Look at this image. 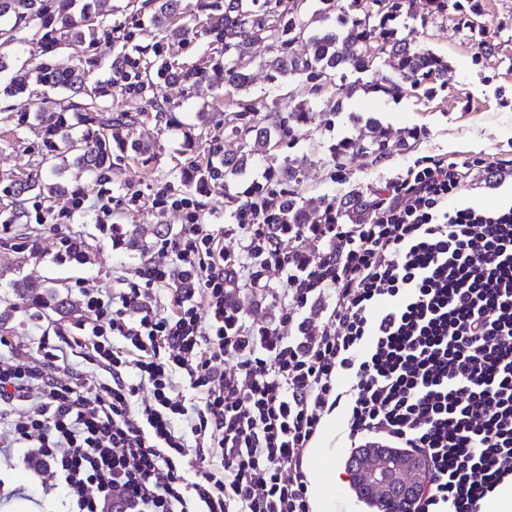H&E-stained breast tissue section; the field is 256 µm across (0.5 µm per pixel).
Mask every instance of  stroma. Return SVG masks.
Listing matches in <instances>:
<instances>
[{
  "label": "stroma",
  "mask_w": 512,
  "mask_h": 512,
  "mask_svg": "<svg viewBox=\"0 0 512 512\" xmlns=\"http://www.w3.org/2000/svg\"><path fill=\"white\" fill-rule=\"evenodd\" d=\"M352 0H334L325 8L322 0H301L299 12L307 26L289 50L297 57L312 50L311 36L323 29L343 31V19L352 17ZM105 25L91 54L107 58L120 46L156 49L158 61L194 63L218 51L202 31L201 19L186 15L181 24L160 31L150 22L148 0H101ZM398 38L412 47L428 49L448 63V82L432 93L412 87L393 67L380 41L370 43L372 62L368 68L347 66L336 70L323 88L310 92L302 76L292 74L271 80L265 62L274 55L270 42L253 45L245 59L249 83L232 93L208 84L188 86L160 82V95L175 107L176 122L157 120L144 101L133 100L120 88L106 99L112 111L137 108L139 122L121 129L125 141L143 140L151 145L144 155L127 148L115 149L111 180L112 218L97 222L84 213L61 220L59 212L66 199L50 202L33 196L24 203L25 225H10L0 234V312L9 311L0 322V336L7 337L16 350L31 346L30 325H55L69 335L81 337L78 328L85 313L81 291L85 288H113L131 276L145 261L141 251L129 248L128 232L133 226L146 231L149 245H156L157 231L174 235L180 228L178 214L152 205L156 186L193 196L202 204L201 220L224 233V252H240V234L234 215L239 194L268 169H275L270 187L286 190L311 214H322L327 204L339 203L351 193L374 199L388 182L406 172L408 166L433 157L457 162L497 161L512 158V0H448L447 10L428 12L426 0H413L401 8L390 23ZM484 51H477L478 43ZM384 85L379 94L367 93V86ZM258 103L257 120L268 122L287 118L297 107H305L308 121L279 138L274 162L257 160L239 176H227L198 191L192 179L197 169L219 163L225 153L240 150L242 142L232 122L240 104ZM377 119L390 139L407 132L416 137L408 149L374 160L355 156L337 162L333 148L344 139H355L365 131L367 119ZM44 151V129L37 116L8 128L0 127V175L29 171ZM292 175L281 178L280 173ZM141 189L143 206L124 210L121 198L128 185ZM85 243L87 260L77 264L65 256L62 239ZM34 283L51 281L70 296L73 309L65 314L19 303L9 286L11 280ZM232 301L248 315L267 319L284 305L281 282L269 273L265 287L242 281L233 290ZM366 449L340 447L336 458V512H379L376 502L361 495L351 483L350 467L365 457Z\"/></svg>",
  "instance_id": "35a3bbf8"
}]
</instances>
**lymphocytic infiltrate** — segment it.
<instances>
[{"instance_id": "obj_1", "label": "lymphocytic infiltrate", "mask_w": 512, "mask_h": 512, "mask_svg": "<svg viewBox=\"0 0 512 512\" xmlns=\"http://www.w3.org/2000/svg\"><path fill=\"white\" fill-rule=\"evenodd\" d=\"M510 179L512 167L433 158L372 199L366 222L339 223L330 204L286 237L273 230L281 205L255 180L235 214L244 246L233 259L217 257L197 200L158 188L154 205L181 220L170 245L118 291L82 292L85 359L104 379L79 385L58 346L34 358L0 336V447L39 477L41 497L62 492L66 512H310L307 450L342 406L347 439L423 463L411 512H481L512 478V203L456 200L468 184ZM271 270L292 305L246 324L229 294ZM177 274L187 284L160 312L151 293ZM328 292L334 304L313 327ZM142 381L149 396L136 406ZM191 445L218 449L223 477L187 478Z\"/></svg>"}]
</instances>
